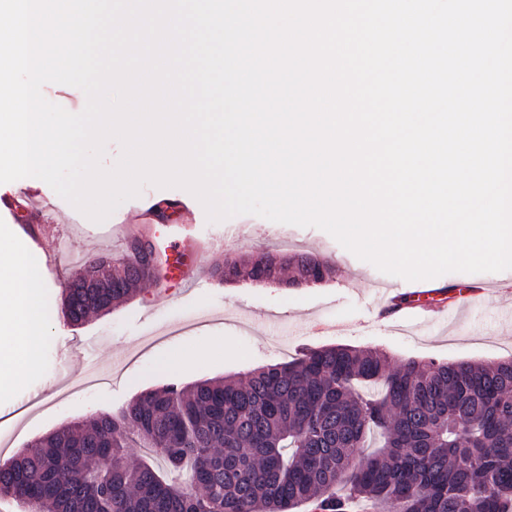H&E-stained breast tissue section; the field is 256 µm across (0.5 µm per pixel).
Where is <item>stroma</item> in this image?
<instances>
[{"instance_id":"1","label":"stroma","mask_w":512,"mask_h":512,"mask_svg":"<svg viewBox=\"0 0 512 512\" xmlns=\"http://www.w3.org/2000/svg\"><path fill=\"white\" fill-rule=\"evenodd\" d=\"M140 194L149 200L183 203L198 217L193 230L197 242L222 241V248L209 257L210 274L223 269L230 252L263 249L329 258L336 275L303 288L240 281L192 293L182 292L170 280L159 288L145 287L110 313L72 327L61 314L64 288L78 271L71 256L103 252L116 257L122 254V245L98 244V223L44 181L27 177L0 184V197H14L21 209L18 223L0 222V249L27 250L18 226L30 224L49 260L41 282L48 325L41 367L20 382L11 401L0 403V463L39 436L112 411L145 390L238 376L292 360L303 347H373L397 363L410 357L490 363L512 356V270L437 277L440 291L447 295L445 304L453 309L451 317L386 322L373 302L382 284L395 283V276L358 259L327 232L255 215L212 222L201 202L182 188L147 183ZM32 199L43 204L42 216L28 211ZM475 286L480 293L473 304L460 302L459 291ZM244 309L262 315V322L242 320L239 313ZM189 338L223 341V359L180 371L159 367L164 353Z\"/></svg>"}]
</instances>
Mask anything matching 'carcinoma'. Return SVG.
<instances>
[{"mask_svg":"<svg viewBox=\"0 0 512 512\" xmlns=\"http://www.w3.org/2000/svg\"><path fill=\"white\" fill-rule=\"evenodd\" d=\"M325 259L264 250L224 281L323 283ZM110 304L156 281L128 251L103 270ZM98 288H65L64 314L98 313ZM378 434L381 449L365 454ZM136 444L162 467L129 459ZM0 498L28 512H512V357L409 359L305 349L239 378L169 384L50 433L0 465Z\"/></svg>","mask_w":512,"mask_h":512,"instance_id":"cac0c4a2","label":"carcinoma"}]
</instances>
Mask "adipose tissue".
<instances>
[{
  "label": "adipose tissue",
  "mask_w": 512,
  "mask_h": 512,
  "mask_svg": "<svg viewBox=\"0 0 512 512\" xmlns=\"http://www.w3.org/2000/svg\"><path fill=\"white\" fill-rule=\"evenodd\" d=\"M39 252L11 254L0 270V400L20 381L40 369L39 352L48 332L42 314Z\"/></svg>",
  "instance_id": "adipose-tissue-1"
}]
</instances>
